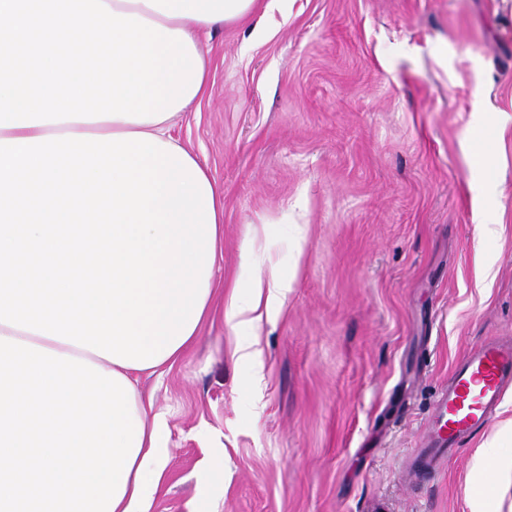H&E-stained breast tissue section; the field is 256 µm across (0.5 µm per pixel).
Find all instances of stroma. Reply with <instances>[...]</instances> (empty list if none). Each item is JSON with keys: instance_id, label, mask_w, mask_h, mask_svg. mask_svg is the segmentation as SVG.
Returning a JSON list of instances; mask_svg holds the SVG:
<instances>
[{"instance_id": "35a3bbf8", "label": "stroma", "mask_w": 512, "mask_h": 512, "mask_svg": "<svg viewBox=\"0 0 512 512\" xmlns=\"http://www.w3.org/2000/svg\"><path fill=\"white\" fill-rule=\"evenodd\" d=\"M201 40L171 136L224 201L209 318L139 386L165 420L150 512H465L490 420L409 481L430 404L512 337V0H260ZM295 273L255 329L244 262Z\"/></svg>"}]
</instances>
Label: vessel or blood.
Here are the masks:
<instances>
[{"instance_id": "b4317fda", "label": "vessel or blood", "mask_w": 512, "mask_h": 512, "mask_svg": "<svg viewBox=\"0 0 512 512\" xmlns=\"http://www.w3.org/2000/svg\"><path fill=\"white\" fill-rule=\"evenodd\" d=\"M509 387L512 341L488 339L472 347L453 365L432 401L423 446L410 465L412 477L433 479L494 415Z\"/></svg>"}]
</instances>
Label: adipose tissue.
Returning <instances> with one entry per match:
<instances>
[{
	"label": "adipose tissue",
	"instance_id": "1",
	"mask_svg": "<svg viewBox=\"0 0 512 512\" xmlns=\"http://www.w3.org/2000/svg\"><path fill=\"white\" fill-rule=\"evenodd\" d=\"M258 0H0V512H149L164 420L135 380L208 313L224 207L168 135L207 86L202 36ZM252 328L291 280L246 267ZM512 448L477 449L467 512H512Z\"/></svg>",
	"mask_w": 512,
	"mask_h": 512
}]
</instances>
